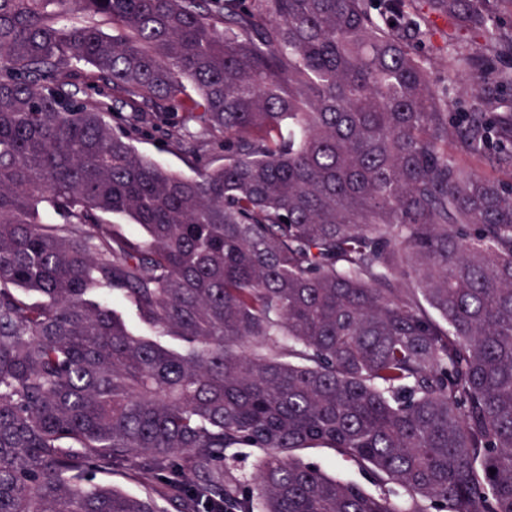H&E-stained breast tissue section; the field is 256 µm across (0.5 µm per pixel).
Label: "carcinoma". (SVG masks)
I'll use <instances>...</instances> for the list:
<instances>
[{
	"mask_svg": "<svg viewBox=\"0 0 512 512\" xmlns=\"http://www.w3.org/2000/svg\"><path fill=\"white\" fill-rule=\"evenodd\" d=\"M430 36L414 0H0V512H512V77L462 44L457 120ZM163 103L224 164L143 154ZM442 72L443 71L440 69L436 70L431 79L434 86L439 91L448 89V101L451 104L448 112L456 116L461 112H466L468 102L471 98V92L467 87L470 83L469 76L463 73L459 80H452L446 83L443 80ZM227 455H237V467L238 471L235 473L238 476H243L245 479H250L255 470H254V462L257 456L261 454V452L256 448H229L227 450ZM301 456L304 462L315 464L330 475L354 482L371 492L376 490L358 465L338 454L333 448H307L301 452ZM94 482L101 485H112L113 487L132 495H138L144 491L142 484L131 481L117 472H98L95 475Z\"/></svg>",
	"mask_w": 512,
	"mask_h": 512,
	"instance_id": "cac0c4a2",
	"label": "carcinoma"
}]
</instances>
